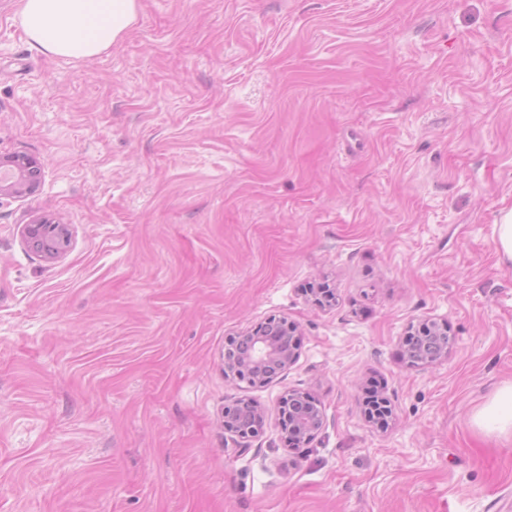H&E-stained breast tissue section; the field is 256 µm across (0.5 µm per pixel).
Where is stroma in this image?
<instances>
[{
  "label": "stroma",
  "mask_w": 512,
  "mask_h": 512,
  "mask_svg": "<svg viewBox=\"0 0 512 512\" xmlns=\"http://www.w3.org/2000/svg\"><path fill=\"white\" fill-rule=\"evenodd\" d=\"M17 10L0 158L44 173L0 202V512H512V438L472 422L512 383V0H141L82 61ZM38 215L60 259L23 242ZM280 317L296 362L226 379L228 338ZM432 320L447 357L408 364ZM294 390L324 415L298 448ZM497 251L503 263L510 267L512 263V210L501 214L496 224ZM39 230L53 231L63 243V246L60 249L53 251L51 254L45 255L47 259H56L66 251L70 242V233L67 225L59 224L56 221L46 218L35 219L30 222V224H24L22 234L28 245H33L34 239L38 236ZM407 336L408 338L405 341V353L407 355V359L411 363H418L426 360V356L422 351V345L424 343L433 342L438 345L441 350H444L448 347V343L451 340L448 333L434 331L428 327L422 333ZM249 403L255 408L257 418L262 420V423H264V417L261 410H259L258 407L253 405L251 402ZM232 409L235 415V419L240 423L242 427H244L245 430L249 429L253 434L259 433L262 428V423L256 420L255 414L248 404L239 403L232 407Z\"/></svg>",
  "instance_id": "obj_1"
}]
</instances>
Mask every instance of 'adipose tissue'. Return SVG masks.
I'll return each instance as SVG.
<instances>
[{
	"mask_svg": "<svg viewBox=\"0 0 512 512\" xmlns=\"http://www.w3.org/2000/svg\"><path fill=\"white\" fill-rule=\"evenodd\" d=\"M139 11L140 0H19L16 21L36 51L88 60L122 41ZM473 422L488 434H512V385L499 388Z\"/></svg>",
	"mask_w": 512,
	"mask_h": 512,
	"instance_id": "adipose-tissue-1",
	"label": "adipose tissue"
}]
</instances>
